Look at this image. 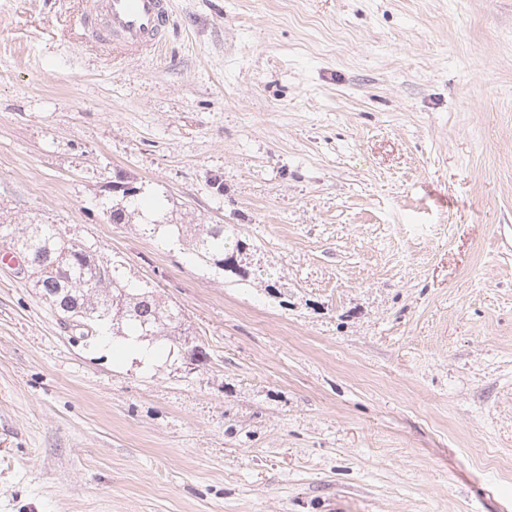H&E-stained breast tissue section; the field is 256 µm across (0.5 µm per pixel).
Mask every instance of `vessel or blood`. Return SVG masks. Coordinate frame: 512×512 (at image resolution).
I'll list each match as a JSON object with an SVG mask.
<instances>
[{
    "label": "vessel or blood",
    "mask_w": 512,
    "mask_h": 512,
    "mask_svg": "<svg viewBox=\"0 0 512 512\" xmlns=\"http://www.w3.org/2000/svg\"><path fill=\"white\" fill-rule=\"evenodd\" d=\"M173 12L171 0H84L87 39L116 56L149 53L162 44Z\"/></svg>",
    "instance_id": "vessel-or-blood-1"
}]
</instances>
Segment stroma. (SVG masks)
<instances>
[{
    "mask_svg": "<svg viewBox=\"0 0 512 512\" xmlns=\"http://www.w3.org/2000/svg\"><path fill=\"white\" fill-rule=\"evenodd\" d=\"M82 7L0 0V223L207 359L74 340L0 266V512H512V0H174L132 58ZM116 181L239 271L111 223Z\"/></svg>",
    "mask_w": 512,
    "mask_h": 512,
    "instance_id": "obj_1",
    "label": "stroma"
}]
</instances>
